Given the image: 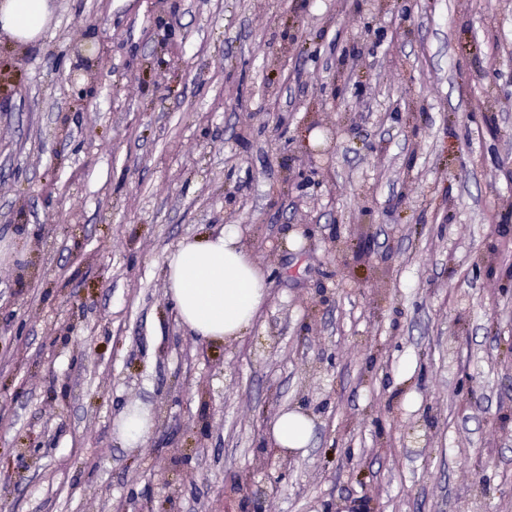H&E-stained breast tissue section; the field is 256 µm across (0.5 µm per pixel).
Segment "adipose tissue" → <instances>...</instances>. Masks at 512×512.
<instances>
[{
    "instance_id": "ef3b65f1",
    "label": "adipose tissue",
    "mask_w": 512,
    "mask_h": 512,
    "mask_svg": "<svg viewBox=\"0 0 512 512\" xmlns=\"http://www.w3.org/2000/svg\"><path fill=\"white\" fill-rule=\"evenodd\" d=\"M50 16L49 0H0V29L17 42H36ZM166 295L178 320L201 340L220 343L243 336L255 323L271 288L268 275L240 243L236 226L217 235L179 243L166 259ZM311 419L296 410L279 413L270 424L276 447H307Z\"/></svg>"
}]
</instances>
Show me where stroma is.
I'll use <instances>...</instances> for the list:
<instances>
[{"label":"stroma","mask_w":512,"mask_h":512,"mask_svg":"<svg viewBox=\"0 0 512 512\" xmlns=\"http://www.w3.org/2000/svg\"><path fill=\"white\" fill-rule=\"evenodd\" d=\"M52 3L0 31V512H512V0ZM228 224L272 288L208 343L165 262ZM50 0H4L0 4V28L17 42H36L50 16ZM151 429L152 420L149 413L137 406L128 407L117 423L118 436L127 447H136L143 443ZM313 430L311 419L296 410L279 413L270 424V439L277 448L300 450L310 442Z\"/></svg>","instance_id":"1"}]
</instances>
